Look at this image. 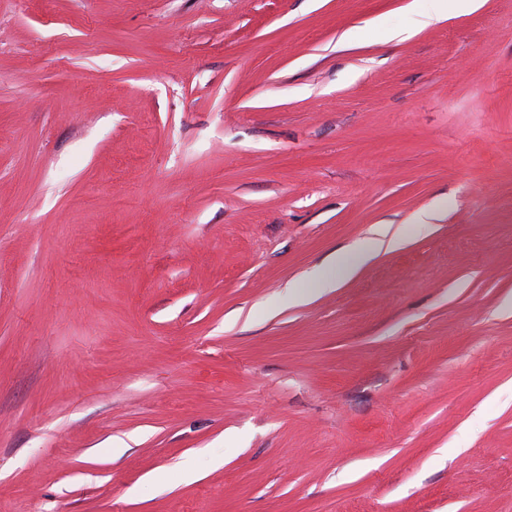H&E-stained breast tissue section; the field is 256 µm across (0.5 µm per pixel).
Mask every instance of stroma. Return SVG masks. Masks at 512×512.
<instances>
[{
    "label": "stroma",
    "mask_w": 512,
    "mask_h": 512,
    "mask_svg": "<svg viewBox=\"0 0 512 512\" xmlns=\"http://www.w3.org/2000/svg\"><path fill=\"white\" fill-rule=\"evenodd\" d=\"M423 10L0 0V512H512V0ZM381 247V242L377 239H371L368 241V243L356 250L347 251L341 255H339L336 258L335 265L328 271L324 272L321 275V281L320 284L325 287L329 288L332 286L336 279V274L333 276L332 269L335 268L341 272L343 275H349L351 272H353L359 265H361L367 258L370 256V254Z\"/></svg>",
    "instance_id": "stroma-1"
}]
</instances>
